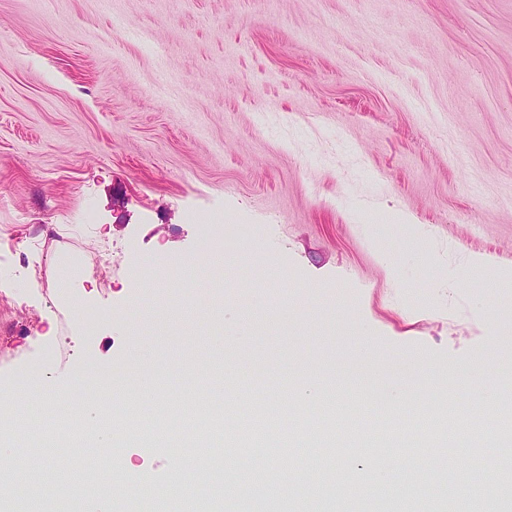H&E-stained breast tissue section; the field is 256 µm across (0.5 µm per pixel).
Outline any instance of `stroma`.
Returning a JSON list of instances; mask_svg holds the SVG:
<instances>
[{
    "mask_svg": "<svg viewBox=\"0 0 512 512\" xmlns=\"http://www.w3.org/2000/svg\"><path fill=\"white\" fill-rule=\"evenodd\" d=\"M60 244L88 272L72 293L106 314L91 328L54 286ZM510 269L512 0H0V395L152 358L157 400L124 449L141 474L203 453L174 409L196 350L239 360L214 403L211 462L239 485L214 486L218 512H256L251 472L322 488L290 512H344L353 466L380 455L411 490L365 512H500L431 485L449 450L491 489L512 457V403H475L512 378ZM418 353L429 368L383 408ZM256 412L266 442L223 452ZM27 446L39 489L66 478L58 457L106 452Z\"/></svg>",
    "mask_w": 512,
    "mask_h": 512,
    "instance_id": "1",
    "label": "stroma"
}]
</instances>
